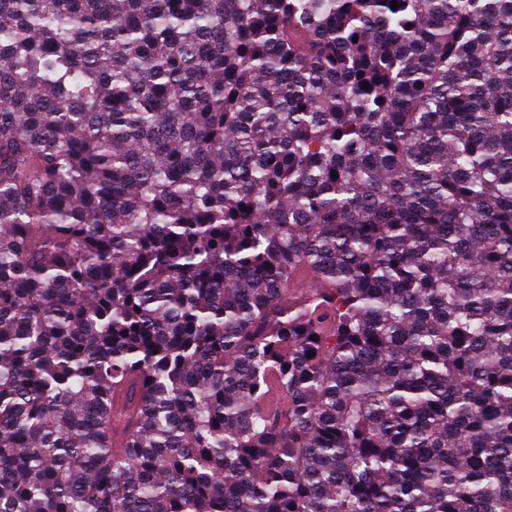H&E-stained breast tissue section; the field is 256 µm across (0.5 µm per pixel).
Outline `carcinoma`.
I'll use <instances>...</instances> for the list:
<instances>
[{
    "instance_id": "1",
    "label": "carcinoma",
    "mask_w": 512,
    "mask_h": 512,
    "mask_svg": "<svg viewBox=\"0 0 512 512\" xmlns=\"http://www.w3.org/2000/svg\"><path fill=\"white\" fill-rule=\"evenodd\" d=\"M391 2L0 0V512H512V0Z\"/></svg>"
}]
</instances>
